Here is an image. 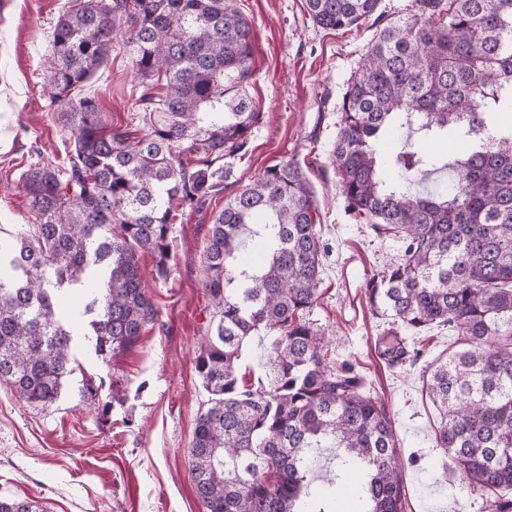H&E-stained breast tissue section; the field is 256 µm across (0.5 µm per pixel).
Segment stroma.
I'll list each match as a JSON object with an SVG mask.
<instances>
[{"instance_id": "stroma-1", "label": "stroma", "mask_w": 512, "mask_h": 512, "mask_svg": "<svg viewBox=\"0 0 512 512\" xmlns=\"http://www.w3.org/2000/svg\"><path fill=\"white\" fill-rule=\"evenodd\" d=\"M66 0H10L0 14V239L35 217L22 177L32 166L65 165L73 136L57 117L47 74L55 20ZM253 25L254 75L247 88L262 114L250 151L224 179L222 196L179 214L172 226L171 273L153 281L154 260L140 266L158 320L133 349L110 360L91 343L75 356L95 401L66 393L56 410L27 406L0 386V496L34 498L46 512H203L193 487L189 448L207 399L195 371L211 302L202 253L212 216L227 198L271 165L298 158L313 186L315 221L325 246L318 299L310 317L324 332L331 365L351 363L394 421L403 457L407 512H480L481 501L451 459L436 448L437 413L423 392L422 371L454 342L432 328L408 339L418 360L391 366L379 353L387 324L369 309L362 284L399 255L393 232L350 218L330 164L337 109L346 83L385 20L415 14L416 0H381L384 19L326 30L305 0H235ZM107 123L134 134L143 125L141 88L128 55L115 49L86 87Z\"/></svg>"}]
</instances>
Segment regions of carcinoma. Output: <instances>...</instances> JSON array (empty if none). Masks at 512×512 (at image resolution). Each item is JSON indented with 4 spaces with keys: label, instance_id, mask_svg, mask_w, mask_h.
Returning a JSON list of instances; mask_svg holds the SVG:
<instances>
[{
    "label": "carcinoma",
    "instance_id": "carcinoma-1",
    "mask_svg": "<svg viewBox=\"0 0 512 512\" xmlns=\"http://www.w3.org/2000/svg\"><path fill=\"white\" fill-rule=\"evenodd\" d=\"M379 0H306L323 29L357 26ZM384 25L348 82L331 164L349 215L388 226L398 259L365 282L394 328L390 364L410 355L402 328L455 337L425 366L433 433L482 501L512 512V0H419ZM122 46L141 79L147 133L111 127L87 85ZM50 97L73 134L66 167L36 165L24 190L36 215L0 277V385L48 411L75 372V336L114 357L158 312L139 252L167 279L176 212L224 192L261 120L246 85L252 26L233 0H67L52 32ZM416 133L465 138L461 157L424 153ZM312 185L294 158L224 202L203 253L212 304L195 370L208 395L189 455L205 512H332L311 489L326 448L363 473L355 512H406L404 461L385 405L350 365L324 355L310 319L324 248ZM83 288L69 320L64 286ZM266 341L272 382L239 372L242 347ZM0 512H46L0 498Z\"/></svg>",
    "mask_w": 512,
    "mask_h": 512
}]
</instances>
